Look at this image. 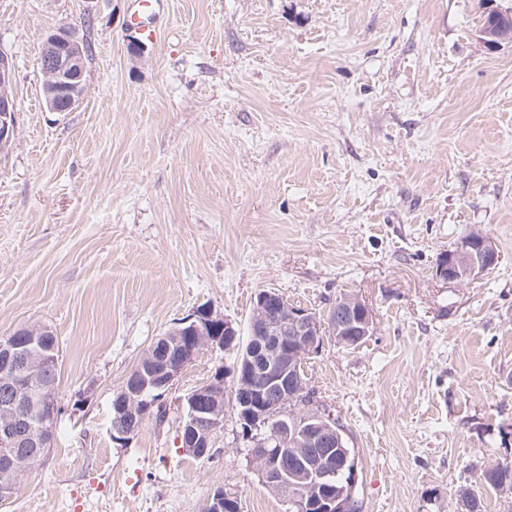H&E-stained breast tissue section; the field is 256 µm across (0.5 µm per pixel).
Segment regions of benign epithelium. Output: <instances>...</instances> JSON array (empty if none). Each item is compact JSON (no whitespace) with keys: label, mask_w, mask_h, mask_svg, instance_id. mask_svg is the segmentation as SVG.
Segmentation results:
<instances>
[{"label":"benign epithelium","mask_w":512,"mask_h":512,"mask_svg":"<svg viewBox=\"0 0 512 512\" xmlns=\"http://www.w3.org/2000/svg\"><path fill=\"white\" fill-rule=\"evenodd\" d=\"M492 22L479 30L488 45L512 41V5L490 11ZM89 52L85 39L71 28L43 37L38 59L44 77L45 102L52 112L78 107L87 85ZM13 63L0 50V149L17 132L12 87ZM499 262L493 238L485 233L464 236L442 254L437 275L462 282ZM372 309L356 294L336 302L322 317L293 306L276 289L257 295L246 342L234 323L209 306H200L157 337L133 369L131 380L115 403L110 435L127 442L136 436L129 422L145 421L181 375L184 364L164 357L179 349L190 355L205 350L237 351L249 376L232 374L231 397L243 436L251 442L249 458L259 464L262 481L281 493L289 506L305 512L313 504L322 512H348L357 471L347 467L342 429L306 393L304 354L319 347L330 334L338 344L373 331ZM58 365L54 333L48 327L22 329L0 339V502L10 498L17 481L51 447L61 415L46 382ZM227 374L218 371L186 398L181 426L183 451L209 456L214 435L224 425ZM348 474L346 481L339 475ZM235 496L217 489L207 512H224Z\"/></svg>","instance_id":"benign-epithelium-1"}]
</instances>
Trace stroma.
Returning <instances> with one entry per match:
<instances>
[{
    "label": "stroma",
    "mask_w": 512,
    "mask_h": 512,
    "mask_svg": "<svg viewBox=\"0 0 512 512\" xmlns=\"http://www.w3.org/2000/svg\"><path fill=\"white\" fill-rule=\"evenodd\" d=\"M0 0L17 134L0 151V337L50 327L62 407L0 512H286L232 408L211 457L180 446L185 399L234 352L201 351L129 442L112 401L152 342L207 304L247 330L264 289L375 327L306 361L358 464L360 512H512L482 484L512 462V44L488 0ZM150 36L141 55L128 24ZM92 48L79 107L49 111L41 37ZM473 231L498 265L438 259ZM492 22L486 28L480 29L483 42L496 45L501 41H512V4L509 7L497 8L489 12ZM499 258L490 235L473 233L464 236L453 250L440 256L437 274L447 282H462L497 265Z\"/></svg>",
    "instance_id": "stroma-1"
}]
</instances>
